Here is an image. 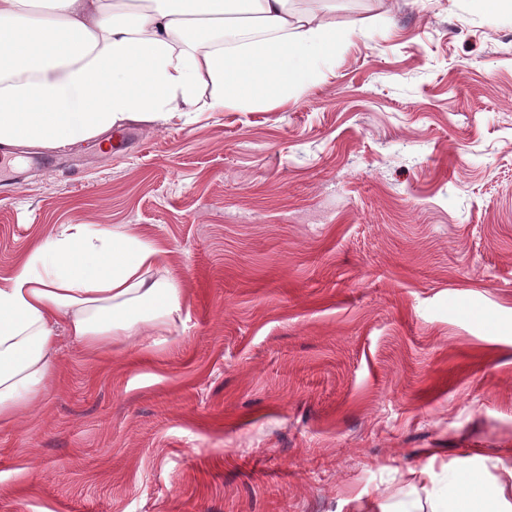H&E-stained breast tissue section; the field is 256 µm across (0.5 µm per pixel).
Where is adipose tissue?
I'll list each match as a JSON object with an SVG mask.
<instances>
[{
  "label": "adipose tissue",
  "mask_w": 512,
  "mask_h": 512,
  "mask_svg": "<svg viewBox=\"0 0 512 512\" xmlns=\"http://www.w3.org/2000/svg\"><path fill=\"white\" fill-rule=\"evenodd\" d=\"M289 0H0V144L58 148L143 121L162 128L286 100L346 33ZM167 252L69 224L0 279V425L57 377L56 327L84 351L139 347L181 310ZM503 489L457 479L447 512H499Z\"/></svg>",
  "instance_id": "1"
}]
</instances>
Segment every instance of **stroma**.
<instances>
[{
  "instance_id": "stroma-1",
  "label": "stroma",
  "mask_w": 512,
  "mask_h": 512,
  "mask_svg": "<svg viewBox=\"0 0 512 512\" xmlns=\"http://www.w3.org/2000/svg\"><path fill=\"white\" fill-rule=\"evenodd\" d=\"M351 31L288 101L7 161L0 278L68 224L167 249L164 342L58 326L0 426V512H433L512 502V13L332 0ZM507 503L504 488L489 490L480 480L469 475L457 479L454 494L447 507H437L435 511L448 512H499L500 507Z\"/></svg>"
}]
</instances>
